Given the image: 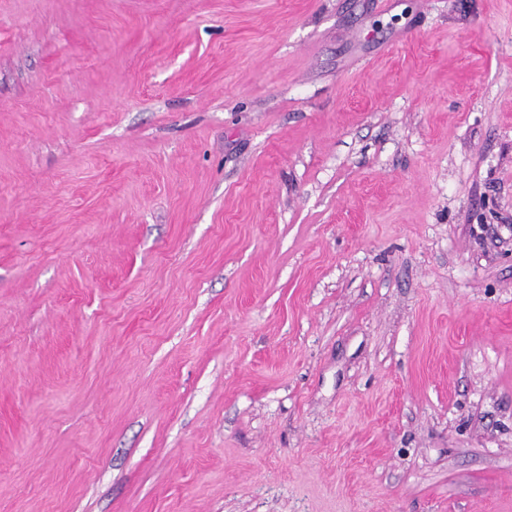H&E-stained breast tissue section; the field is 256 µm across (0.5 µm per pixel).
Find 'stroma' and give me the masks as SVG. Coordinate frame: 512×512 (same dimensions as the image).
<instances>
[{"mask_svg": "<svg viewBox=\"0 0 512 512\" xmlns=\"http://www.w3.org/2000/svg\"><path fill=\"white\" fill-rule=\"evenodd\" d=\"M0 512H512V0H0Z\"/></svg>", "mask_w": 512, "mask_h": 512, "instance_id": "obj_1", "label": "stroma"}]
</instances>
